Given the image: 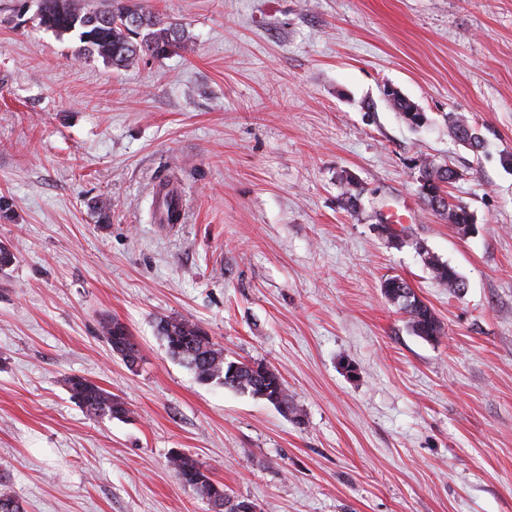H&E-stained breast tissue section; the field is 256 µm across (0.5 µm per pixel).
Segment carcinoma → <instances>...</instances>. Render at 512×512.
<instances>
[{"mask_svg":"<svg viewBox=\"0 0 512 512\" xmlns=\"http://www.w3.org/2000/svg\"><path fill=\"white\" fill-rule=\"evenodd\" d=\"M106 5L93 9L87 0H41L38 13L39 26L59 35L76 34L83 51L97 55L116 68H126L147 57H160L187 49V37L182 26L165 23L150 12L127 5L128 0H105ZM456 132L466 136V141L475 148L481 139L475 128L463 117L453 121ZM422 189L429 205L446 216L448 223L459 231L470 223L464 208L450 202L448 190L439 189L438 184L450 185L458 178V172L447 165L432 162L422 163ZM343 205L355 212L360 192L354 188L352 178L342 179ZM155 216L162 223L175 220V209L170 193L157 194ZM427 266L433 278L448 288L450 293H459L466 282L455 267L428 259ZM384 295L399 311L416 336L434 341L442 334V326L432 309L421 301L408 282L400 277H390L381 284ZM101 332L111 349H120L125 356L141 359L137 345L128 339L126 327L115 319L101 324ZM159 333L165 341L169 355L190 369L198 382L217 384L242 394L262 399L274 407L297 414V407L283 378L272 366L262 362H241L224 356V351L212 341L207 332L197 323L185 319L166 318L159 322ZM66 385L71 398L93 418L109 417L123 420L129 418L131 410L120 397L81 376H70ZM170 466L182 484L200 497L213 503L214 512H257L252 501L231 495L224 485L212 479L207 468L192 456L174 452ZM0 512H24V508L5 485H0Z\"/></svg>","mask_w":512,"mask_h":512,"instance_id":"1","label":"carcinoma"}]
</instances>
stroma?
<instances>
[{"instance_id": "35a3bbf8", "label": "stroma", "mask_w": 512, "mask_h": 512, "mask_svg": "<svg viewBox=\"0 0 512 512\" xmlns=\"http://www.w3.org/2000/svg\"><path fill=\"white\" fill-rule=\"evenodd\" d=\"M133 2L188 50L116 68L0 0V478L26 512H210L180 450L261 512H512V0ZM425 159L458 172L472 234L425 202ZM168 181L184 218L157 224ZM389 276L442 336L409 331ZM164 317L278 370L300 420L198 383ZM72 375L129 419L87 416ZM427 266L433 278L448 288L450 293H460L466 288V282L455 267L448 263L428 258ZM384 295L399 311L415 336L434 341L442 334V326L432 309L421 301L408 282L400 277L386 278L381 284ZM101 328L102 335L110 345L112 352H114L115 349H119L121 352L125 353L122 359L127 364L128 362L125 360L126 357L133 358V364L135 363V359L141 361V355L137 345L127 338L130 334L121 322L113 318L111 320H105L101 324ZM119 346H122V348Z\"/></svg>"}]
</instances>
